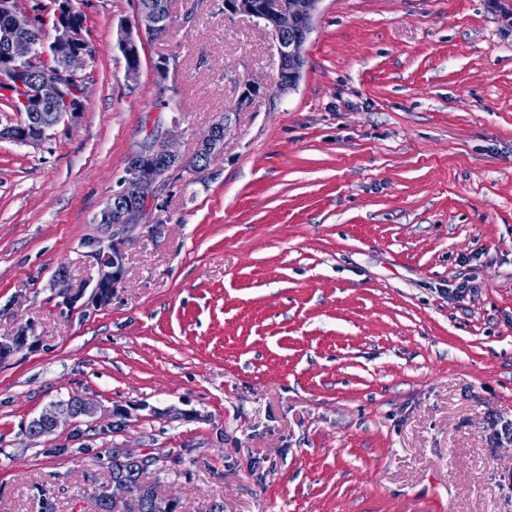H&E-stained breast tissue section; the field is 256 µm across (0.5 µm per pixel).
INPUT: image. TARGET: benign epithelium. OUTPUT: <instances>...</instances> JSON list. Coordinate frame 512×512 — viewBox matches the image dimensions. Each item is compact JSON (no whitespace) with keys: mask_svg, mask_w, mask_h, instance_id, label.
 I'll return each mask as SVG.
<instances>
[{"mask_svg":"<svg viewBox=\"0 0 512 512\" xmlns=\"http://www.w3.org/2000/svg\"><path fill=\"white\" fill-rule=\"evenodd\" d=\"M322 0H224V14L247 17L268 29L280 63L278 93L295 90L305 66V44L313 28L314 16ZM53 18L43 27L45 16ZM170 0L148 8L136 2L135 17L120 27L118 48L122 55L139 50L146 34L167 25ZM77 22L69 0H51L49 6L27 8L19 0H0V69L8 73L0 86V96H19L24 120L0 129V139L39 146L57 134L59 126L72 128L83 114V104L75 97L73 81L91 58V45ZM171 58L160 56L153 69L159 88H165ZM229 117L213 123L197 143L192 158L205 166L224 150ZM173 143L150 138L127 160L123 187L100 211L97 223L112 228V240L100 250V280L97 286H117V267L125 264L121 235L156 205L164 176L188 162ZM95 406L81 397L74 407L54 406L33 419L29 436L42 438L59 425L80 417L92 418ZM144 489L123 478L112 480L107 512H138Z\"/></svg>","mask_w":512,"mask_h":512,"instance_id":"1","label":"benign epithelium"}]
</instances>
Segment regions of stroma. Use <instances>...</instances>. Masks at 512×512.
<instances>
[{
    "instance_id": "obj_1",
    "label": "stroma",
    "mask_w": 512,
    "mask_h": 512,
    "mask_svg": "<svg viewBox=\"0 0 512 512\" xmlns=\"http://www.w3.org/2000/svg\"><path fill=\"white\" fill-rule=\"evenodd\" d=\"M76 5L80 122L0 140V512H96L112 447L176 512H512V0H322L281 97L271 34L222 0H172L134 80L133 0ZM225 113L93 304L128 156L192 155ZM76 394L94 419L28 436Z\"/></svg>"
}]
</instances>
